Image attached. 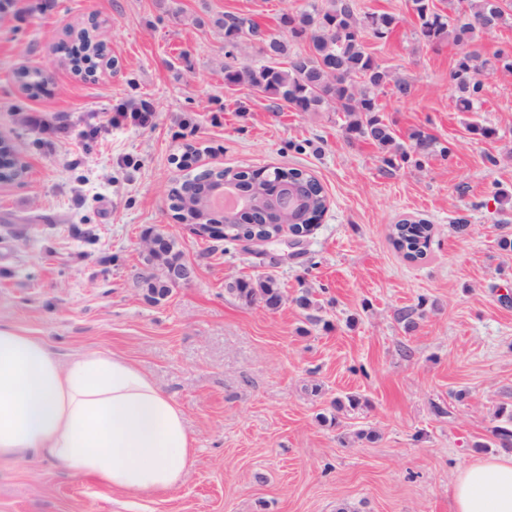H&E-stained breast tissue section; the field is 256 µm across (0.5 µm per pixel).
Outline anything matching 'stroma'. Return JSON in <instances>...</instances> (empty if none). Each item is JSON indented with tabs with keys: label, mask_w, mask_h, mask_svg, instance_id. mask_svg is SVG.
Returning a JSON list of instances; mask_svg holds the SVG:
<instances>
[{
	"label": "stroma",
	"mask_w": 512,
	"mask_h": 512,
	"mask_svg": "<svg viewBox=\"0 0 512 512\" xmlns=\"http://www.w3.org/2000/svg\"><path fill=\"white\" fill-rule=\"evenodd\" d=\"M308 0H18L0 19V138L25 167L0 183V324L61 359L121 355L180 408L191 467L157 493L112 490L42 458L0 459V512H451L459 468L497 454L512 406V72L482 74L475 111L456 107L458 49L414 34L410 0H355L400 23L369 51L407 82L385 89L398 142L421 131L448 146L387 166L349 142L333 112H299L224 86L225 14L279 33ZM103 21L94 78L61 67L70 26ZM20 67L50 74L32 98ZM147 104L151 126L112 124ZM491 128L485 138L473 124ZM200 167L308 170L329 207L303 248L193 235L169 208L185 145ZM432 226L423 259L395 249L400 220ZM164 233L194 267L160 302L142 286L143 233ZM273 276L282 306L226 291ZM310 292L316 306L295 299ZM421 306L414 330L397 320ZM353 395L357 408L335 411ZM374 440L358 439L359 431ZM496 418L498 425L493 429V437L501 448H512V408L500 407Z\"/></svg>",
	"instance_id": "35a3bbf8"
}]
</instances>
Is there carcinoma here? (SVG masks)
I'll return each mask as SVG.
<instances>
[{"instance_id": "1", "label": "carcinoma", "mask_w": 512, "mask_h": 512, "mask_svg": "<svg viewBox=\"0 0 512 512\" xmlns=\"http://www.w3.org/2000/svg\"><path fill=\"white\" fill-rule=\"evenodd\" d=\"M462 9L452 8L454 15L438 10L434 0H411L415 17V34L420 40L438 46L445 41L464 48L458 55L449 79L457 91V107L461 112H472L483 91L479 81L485 69L512 70V53L500 51L492 58L482 57L474 48L479 35L488 32L484 23L491 22L500 27L507 24L501 0H458ZM399 20L388 13L359 15L354 0H315L305 9L294 13H283L279 17L280 28L288 37L306 43L307 48L294 53L277 35L264 33L260 26L245 17L227 14L219 20L224 29V86L232 88L247 84L252 88L273 96L293 107L298 112H338L343 115L342 125L349 141H370L385 148L395 143L393 122L385 119L381 112L379 94L392 85L404 96L407 85L393 79L391 70L377 62L367 50L365 38L377 40L388 38L396 29ZM101 23H92V28L77 27L71 30L82 45L83 55L70 56L63 65L72 72L84 74V61L99 56L104 42L97 39L94 31ZM251 36L260 43V58L251 64L237 62L234 50L240 40ZM19 87L35 97L48 81L47 75L38 69L19 68L14 72ZM411 144L398 146L395 154L385 158L393 166L395 161H414L420 166L430 156L438 153L448 155V147L439 144L436 138L423 132L410 137ZM24 166L12 151L0 155V175L4 180L18 179ZM220 173L213 170L200 176L187 178L182 185L172 189L171 209L175 218L184 224H200L212 219L203 187H198L191 196L183 194L184 186L204 177L214 181ZM301 184L302 192L310 201L308 211L320 216L327 209V197L321 183L309 172L299 168L277 167L252 180V190L259 201L275 190L288 193L289 186ZM269 226L257 231L260 238H268L283 223V212L288 202L278 209L262 206ZM432 227L422 222H402L394 225V246L405 257L416 261L424 258L431 237ZM164 248L157 253H148L144 260L150 266L161 269L158 275L145 279L148 297L154 301L166 298L174 285L166 274L188 267L175 239L158 234ZM229 293L247 302L260 301L269 310L278 309L284 299L277 282L271 277L241 278L227 284ZM498 425L493 437L502 448H512V408L500 407L496 415Z\"/></svg>"}]
</instances>
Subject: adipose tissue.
I'll use <instances>...</instances> for the list:
<instances>
[{"mask_svg": "<svg viewBox=\"0 0 512 512\" xmlns=\"http://www.w3.org/2000/svg\"><path fill=\"white\" fill-rule=\"evenodd\" d=\"M36 454L124 492L177 486L193 440L177 404L137 366L90 351L61 363L0 326V457ZM451 512H512V453L479 459L450 489Z\"/></svg>", "mask_w": 512, "mask_h": 512, "instance_id": "adipose-tissue-1", "label": "adipose tissue"}]
</instances>
